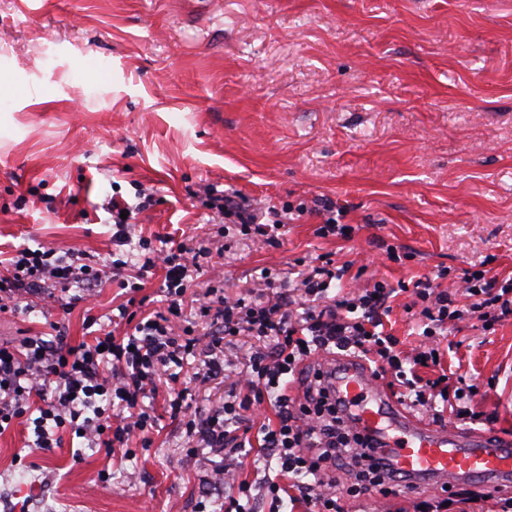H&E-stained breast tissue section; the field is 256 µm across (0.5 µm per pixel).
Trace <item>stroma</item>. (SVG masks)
I'll return each mask as SVG.
<instances>
[{
    "instance_id": "35a3bbf8",
    "label": "stroma",
    "mask_w": 512,
    "mask_h": 512,
    "mask_svg": "<svg viewBox=\"0 0 512 512\" xmlns=\"http://www.w3.org/2000/svg\"><path fill=\"white\" fill-rule=\"evenodd\" d=\"M212 186L279 208L331 200L352 236L318 237L309 212L278 245L254 243L212 221ZM141 187L153 202L115 245L105 205ZM143 238L210 247L183 308L198 336L190 303L211 287L236 298L264 272L284 286L322 255L348 265L344 289L484 260L512 276V0H0V252L116 250L138 266ZM126 299L115 284L91 309L24 295L0 343L54 322L78 345L87 315ZM439 348L494 418L450 428L512 431V318ZM197 364L175 383L193 394L185 417L152 400L130 459L74 435L35 447L29 425L0 432V512H224L220 470L276 476L258 448L226 456L189 435L231 390L193 381Z\"/></svg>"
}]
</instances>
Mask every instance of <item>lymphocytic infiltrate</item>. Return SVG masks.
<instances>
[{"instance_id":"obj_1","label":"lymphocytic infiltrate","mask_w":512,"mask_h":512,"mask_svg":"<svg viewBox=\"0 0 512 512\" xmlns=\"http://www.w3.org/2000/svg\"><path fill=\"white\" fill-rule=\"evenodd\" d=\"M204 206L263 243L276 242L292 217L306 211L302 205L258 208L235 191L214 188L207 189ZM209 253L206 245L190 248L181 243L145 256L142 272L163 273L167 308L142 315L134 311L141 286L130 281L123 259L90 265L78 254H63L51 245L19 248L1 259V312L17 311L23 294L37 289L54 303L58 292L77 285L86 302L95 298L103 282L115 280L132 292L119 305L118 318L133 323L134 331L119 338L102 329L76 346L38 336L17 348L0 344V425L33 421L41 448L61 444L64 434L71 433L114 451L152 429L155 417L141 401L158 393L171 367H182L195 355L203 379L221 377L226 337L248 336L256 346L236 381L241 395H229L204 426L192 421L189 430H200L207 447L233 453L246 445L239 427L243 413L271 404L275 420L262 425L261 447L288 477L292 502L309 506L311 512H348L347 503H378L398 494L402 479L383 476L367 464V440L345 423L343 404L323 386L321 371H306L305 361L334 349L362 355L403 387L412 406L430 412L433 421L448 415L479 420V413L464 404L471 387L456 386L444 372L425 379L418 371L439 365V350L430 343L434 336L466 320L479 322L489 333L512 317V278L472 268L449 286L430 277L416 281L413 304L425 325L426 342L404 358L396 350L397 339L385 329L393 288L378 280L330 295L329 285L342 279L345 270L327 261L299 271L288 288L262 275L259 290L246 299L210 289L201 312L211 332L204 339L190 336L179 322L181 302L192 267ZM292 379L305 387L301 399L286 392Z\"/></svg>"}]
</instances>
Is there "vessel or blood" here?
Listing matches in <instances>:
<instances>
[{"mask_svg": "<svg viewBox=\"0 0 512 512\" xmlns=\"http://www.w3.org/2000/svg\"><path fill=\"white\" fill-rule=\"evenodd\" d=\"M326 386L349 404L353 426L374 443L371 456L442 486L512 481V436L492 438L437 427L405 411L366 365L340 358L323 367Z\"/></svg>", "mask_w": 512, "mask_h": 512, "instance_id": "b4317fda", "label": "vessel or blood"}]
</instances>
